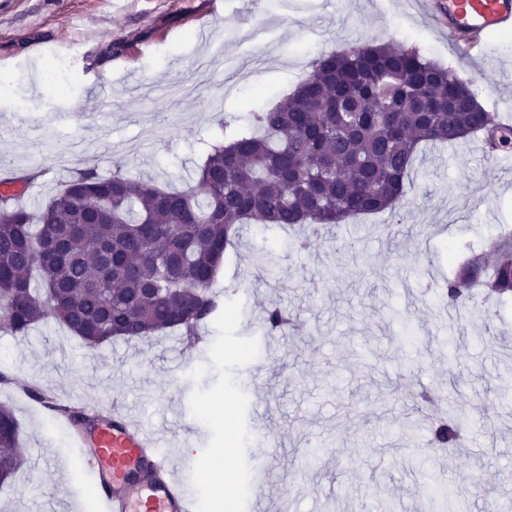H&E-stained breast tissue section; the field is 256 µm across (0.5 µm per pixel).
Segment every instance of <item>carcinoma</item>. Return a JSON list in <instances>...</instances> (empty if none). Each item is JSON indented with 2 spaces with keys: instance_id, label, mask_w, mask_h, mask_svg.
I'll use <instances>...</instances> for the list:
<instances>
[{
  "instance_id": "carcinoma-1",
  "label": "carcinoma",
  "mask_w": 512,
  "mask_h": 512,
  "mask_svg": "<svg viewBox=\"0 0 512 512\" xmlns=\"http://www.w3.org/2000/svg\"><path fill=\"white\" fill-rule=\"evenodd\" d=\"M288 99L255 112L226 142L209 145L195 185L153 186L117 165L107 176L76 172L33 214L0 191V330L27 336L52 318L90 351L164 330L196 335L218 317L213 286L232 234L243 224L319 231L394 211L410 189L421 146L483 136L490 152L512 148L470 83L400 45L358 44L315 58ZM474 254L438 288L448 303L483 288L512 298V228ZM453 412L429 442L461 447ZM20 427L0 405V474L23 461Z\"/></svg>"
}]
</instances>
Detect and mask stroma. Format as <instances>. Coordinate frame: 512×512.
<instances>
[{"label":"stroma","instance_id":"35a3bbf8","mask_svg":"<svg viewBox=\"0 0 512 512\" xmlns=\"http://www.w3.org/2000/svg\"><path fill=\"white\" fill-rule=\"evenodd\" d=\"M114 42L124 50L107 56ZM358 42L418 49L472 82L483 107L512 111V32L454 54L412 0H0V178L40 171L19 198L31 210L75 171L118 163L183 188L225 126ZM411 180L395 213L322 229L306 251L289 229L246 225L216 284L235 289L232 318L201 327L189 367L170 333L91 354L51 320L26 337L0 331V404L26 450L0 512H96L79 472L54 492L51 473L74 450L24 383L76 407L124 395L146 428L189 448L182 474L205 505L216 449L245 448L236 464L262 463L270 512H378L380 488L396 512H426L434 490L471 483L464 512H512V301L485 321L482 296L451 307L423 290L512 225V171L487 169L464 142L424 150ZM276 304L302 331L252 341ZM424 388L463 419L460 454L430 444L412 409ZM257 417L274 447L255 438Z\"/></svg>","mask_w":512,"mask_h":512}]
</instances>
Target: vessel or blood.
Listing matches in <instances>:
<instances>
[{
  "label": "vessel or blood",
  "mask_w": 512,
  "mask_h": 512,
  "mask_svg": "<svg viewBox=\"0 0 512 512\" xmlns=\"http://www.w3.org/2000/svg\"><path fill=\"white\" fill-rule=\"evenodd\" d=\"M440 32L458 52L480 46L491 33L512 31V0H425ZM82 421L65 426L79 454L73 466L90 480L102 512H194L160 433L131 417L121 400L90 403Z\"/></svg>",
  "instance_id": "1"
}]
</instances>
